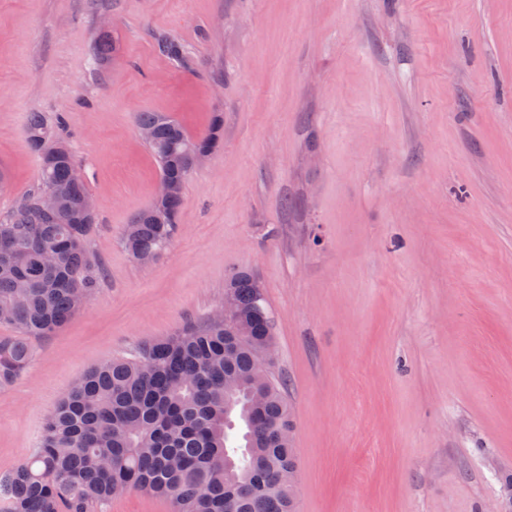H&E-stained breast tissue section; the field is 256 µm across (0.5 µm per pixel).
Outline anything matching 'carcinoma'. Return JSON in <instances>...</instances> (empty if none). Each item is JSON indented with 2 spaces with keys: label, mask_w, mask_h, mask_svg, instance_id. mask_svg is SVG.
I'll return each mask as SVG.
<instances>
[{
  "label": "carcinoma",
  "mask_w": 512,
  "mask_h": 512,
  "mask_svg": "<svg viewBox=\"0 0 512 512\" xmlns=\"http://www.w3.org/2000/svg\"><path fill=\"white\" fill-rule=\"evenodd\" d=\"M160 55L184 61L182 45L156 38ZM153 131L146 142L161 176L185 181L190 159L211 151L221 122L196 137L160 112L137 113ZM27 141L41 161V183L0 222V307L22 332L0 337V385L27 367L30 337L53 334L76 313V293L98 288L87 238L98 215L81 213L90 196L74 160L40 112L29 114ZM53 187L66 207L42 213L39 200ZM182 200L159 222L148 210L127 225L124 245L137 260H154L172 241ZM245 336L210 319L159 340H145L132 359L86 371L59 402L31 461L0 475V512H88L117 493L140 490L167 498L172 512H296L297 461L286 383L268 373L254 382L273 324L260 286L247 271L229 275Z\"/></svg>",
  "instance_id": "obj_1"
}]
</instances>
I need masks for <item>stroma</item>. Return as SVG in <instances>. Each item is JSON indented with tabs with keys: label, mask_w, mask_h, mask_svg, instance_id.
I'll return each instance as SVG.
<instances>
[{
	"label": "stroma",
	"mask_w": 512,
	"mask_h": 512,
	"mask_svg": "<svg viewBox=\"0 0 512 512\" xmlns=\"http://www.w3.org/2000/svg\"><path fill=\"white\" fill-rule=\"evenodd\" d=\"M187 64L160 55L157 34ZM113 43L96 64L102 40ZM222 124L167 250L123 245L158 165L135 116ZM60 120L100 286L0 385V474L85 371L258 281L298 512H496L512 472V0H0V219ZM88 512H172L128 491Z\"/></svg>",
	"instance_id": "stroma-1"
}]
</instances>
